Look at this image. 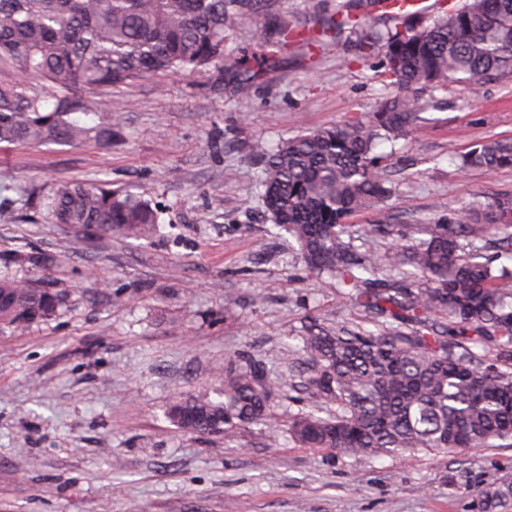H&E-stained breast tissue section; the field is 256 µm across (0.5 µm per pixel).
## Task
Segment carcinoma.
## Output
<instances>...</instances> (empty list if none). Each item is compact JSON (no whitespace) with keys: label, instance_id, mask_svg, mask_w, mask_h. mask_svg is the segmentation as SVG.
<instances>
[{"label":"carcinoma","instance_id":"1","mask_svg":"<svg viewBox=\"0 0 512 512\" xmlns=\"http://www.w3.org/2000/svg\"><path fill=\"white\" fill-rule=\"evenodd\" d=\"M245 0H0V63L23 80L0 84V142L82 144L112 139V123L81 124L77 112L107 111L105 87L156 73L224 63V40ZM383 33L349 7L321 22L316 40L358 36L363 55L384 52L383 82L397 92L365 121L289 138L266 159L262 198L274 225L299 245L303 262L358 310V319L312 323L297 337L302 387L316 410L295 415L298 444L373 458L479 446L512 447V268L494 269L461 240L496 239L512 262V195L468 213L465 223L428 224L386 251H358L359 233L393 235L346 220L391 196L376 150L405 138L422 120L426 92L512 76V0H467L425 26L415 15ZM258 51L248 81L288 51L298 32L286 18L252 7ZM71 94L43 96L27 79ZM459 168L512 169V138L487 139ZM43 206L57 224L121 239L149 238L157 212L139 195L103 181L63 182ZM64 294L37 279L0 276V327L22 331L47 319ZM279 388L254 362L224 371L217 397L180 398L179 427L230 434L272 420ZM481 512H512V473L480 492Z\"/></svg>","mask_w":512,"mask_h":512}]
</instances>
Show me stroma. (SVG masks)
Wrapping results in <instances>:
<instances>
[{
  "label": "stroma",
  "mask_w": 512,
  "mask_h": 512,
  "mask_svg": "<svg viewBox=\"0 0 512 512\" xmlns=\"http://www.w3.org/2000/svg\"><path fill=\"white\" fill-rule=\"evenodd\" d=\"M347 3L390 21L377 0H262L305 29ZM253 42L240 18L224 66L103 90L111 143H0V276L64 294L51 318L0 329V512H478L480 490L512 473V448L363 458L302 447L288 423L310 400L285 385L266 425L219 435L169 419L174 398L219 389L227 362L287 375L306 322L357 315L273 226L254 145L363 120L386 92L384 55L295 46L243 85L232 63ZM434 101L426 123L377 149L407 207L352 223L406 234L512 194V169L457 168L475 143L512 138V77ZM96 180L147 199L159 233L77 235L41 210L57 184Z\"/></svg>",
  "instance_id": "1"
}]
</instances>
